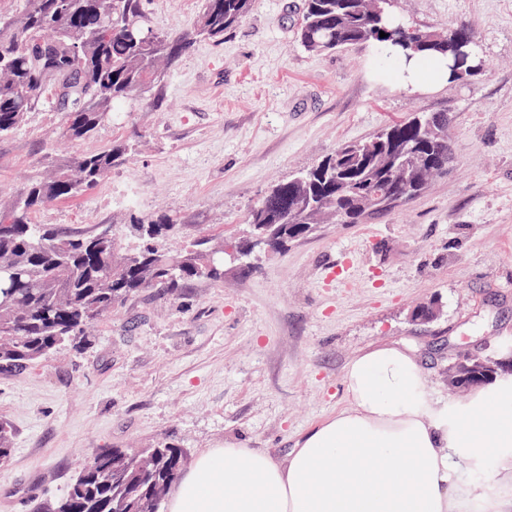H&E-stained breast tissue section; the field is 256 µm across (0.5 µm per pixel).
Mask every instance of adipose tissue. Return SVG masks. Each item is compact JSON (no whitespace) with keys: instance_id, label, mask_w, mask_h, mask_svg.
<instances>
[{"instance_id":"ef3b65f1","label":"adipose tissue","mask_w":512,"mask_h":512,"mask_svg":"<svg viewBox=\"0 0 512 512\" xmlns=\"http://www.w3.org/2000/svg\"><path fill=\"white\" fill-rule=\"evenodd\" d=\"M345 388L347 408L286 454L200 452L167 512H512V488L456 477L463 463L512 474V375L442 404L416 350L394 342L355 355Z\"/></svg>"}]
</instances>
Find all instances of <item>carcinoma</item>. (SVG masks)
I'll list each match as a JSON object with an SVG mask.
<instances>
[{
  "label": "carcinoma",
  "instance_id": "carcinoma-1",
  "mask_svg": "<svg viewBox=\"0 0 512 512\" xmlns=\"http://www.w3.org/2000/svg\"><path fill=\"white\" fill-rule=\"evenodd\" d=\"M255 0H205L203 13L186 33L144 30L142 0H19L17 12L0 13V137L17 130L44 104L63 113L62 134L83 140L112 120L118 104L149 102L190 45L219 42L252 10ZM386 37H380V33ZM298 41L322 54L358 44L392 42L417 55L429 70L450 56L453 79L467 80L480 65L469 63L474 32L420 28L370 0H304ZM448 113L418 114L371 137L344 142L312 168L279 181L249 210L245 232L234 242V258L251 263L260 251H276L312 234L319 224H360L419 195L448 170L453 149ZM133 145L118 143L57 166L0 205V371H17L75 343L112 307L142 288H179L201 276L224 275L225 247L172 254L160 241L175 229L159 214L73 235L36 222L49 203L82 195ZM139 240L121 251L120 238ZM466 352L448 365L456 391L491 379L504 349ZM186 453L167 441L152 448H98L84 459L66 493L44 512H161L175 488Z\"/></svg>",
  "mask_w": 512,
  "mask_h": 512
}]
</instances>
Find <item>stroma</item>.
Returning a JSON list of instances; mask_svg holds the SVG:
<instances>
[{
    "label": "stroma",
    "instance_id": "obj_1",
    "mask_svg": "<svg viewBox=\"0 0 512 512\" xmlns=\"http://www.w3.org/2000/svg\"><path fill=\"white\" fill-rule=\"evenodd\" d=\"M304 0H256L223 41L196 42L152 105L130 102L122 124L89 139L62 135L52 103L0 138V202L54 156L125 140L135 150L82 196L37 221L88 234L130 213L174 215L172 249L238 238L275 182L337 144L368 138L418 112L447 113L453 158L412 200L360 224H324L287 249L218 280L145 288L90 329L81 347L0 373V422L12 455L0 464V512H40L62 497L96 448L165 440L188 459L234 444L282 454L347 404L345 369L387 342L419 350L426 386L463 402L445 370L465 351L512 339V0H398L421 28L466 25L487 69L430 92L394 87L370 45L316 55L296 39ZM204 0H147L149 29L192 28ZM137 196L136 208L124 205ZM435 301L437 318L411 316Z\"/></svg>",
    "mask_w": 512,
    "mask_h": 512
}]
</instances>
